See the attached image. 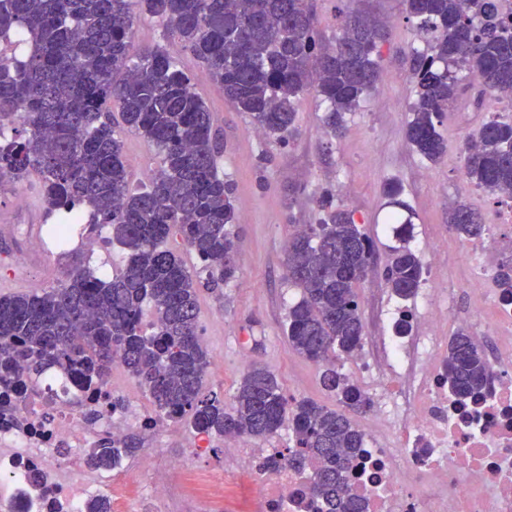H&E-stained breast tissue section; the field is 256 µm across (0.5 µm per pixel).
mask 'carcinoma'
Here are the masks:
<instances>
[{
    "label": "carcinoma",
    "instance_id": "obj_1",
    "mask_svg": "<svg viewBox=\"0 0 512 512\" xmlns=\"http://www.w3.org/2000/svg\"><path fill=\"white\" fill-rule=\"evenodd\" d=\"M406 11L429 36L430 50L411 53L406 140L436 162L448 152L437 129L448 107L468 95L479 109L512 93V18L501 15L500 0H406ZM143 19L161 29V42L136 44ZM388 33L386 21L346 11L327 41L315 0H0V179L37 184L56 247L87 224L108 231L102 242L127 253L111 276L76 266L50 288L0 293V380L24 388L53 371L104 384L117 357L158 416L260 441L290 423L293 445L283 460L311 470V500L323 502L325 512H365L348 489L365 447L348 413L373 403L337 362L361 348L356 286L376 261L375 246L351 212L322 195L319 223L297 230L286 250L288 283L301 291L288 309V341L322 368L321 384L341 408L288 399L276 375L257 365L243 375L231 411L217 394L203 393L210 362L198 297L202 288L221 294L236 279L238 215L233 185L218 166L224 143L211 110L167 44L192 54L273 148L293 138L297 109L311 93L326 104L327 133L341 137L346 115L384 80ZM127 133L160 158L144 185L131 181ZM510 143L511 121L485 122L463 145L464 179L512 196ZM385 193L395 241L385 281L406 299L424 275L409 246L413 213L398 200V187ZM448 224L459 237L486 231L481 213L465 202L451 207ZM181 248L198 257V270L186 267ZM493 279L512 296L511 264L496 267ZM444 369L461 402L489 393L494 382L484 347L462 328L448 342ZM138 444L131 433L86 456L108 468Z\"/></svg>",
    "mask_w": 512,
    "mask_h": 512
}]
</instances>
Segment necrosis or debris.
<instances>
[{"mask_svg": "<svg viewBox=\"0 0 512 512\" xmlns=\"http://www.w3.org/2000/svg\"><path fill=\"white\" fill-rule=\"evenodd\" d=\"M491 305L489 394L456 401L443 372L437 310L415 325L419 378L393 433H379L388 395L374 391L373 412L359 425L369 445L350 476L368 512H512V299L497 293ZM114 394L109 385L88 390L74 379L47 377L0 412V502L10 512H88L96 501L108 512H166L174 477L210 438L195 431L180 459L150 452L109 471L92 468L82 449L121 440L133 428L157 438L168 426L138 410L136 389L124 392L118 411ZM146 468L153 472L147 492L131 494L133 472ZM257 481L264 512H309L306 473L282 465Z\"/></svg>", "mask_w": 512, "mask_h": 512, "instance_id": "1", "label": "necrosis or debris"}]
</instances>
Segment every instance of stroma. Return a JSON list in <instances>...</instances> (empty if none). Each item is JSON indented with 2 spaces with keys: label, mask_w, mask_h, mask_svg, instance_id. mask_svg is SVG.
I'll use <instances>...</instances> for the list:
<instances>
[{
  "label": "stroma",
  "mask_w": 512,
  "mask_h": 512,
  "mask_svg": "<svg viewBox=\"0 0 512 512\" xmlns=\"http://www.w3.org/2000/svg\"><path fill=\"white\" fill-rule=\"evenodd\" d=\"M357 8L387 19L390 35L382 46L384 83L360 108L347 117L342 139H332L322 122L318 100L306 98L296 115L297 132L284 147L267 149L245 114L235 111L224 92L210 79H197L196 89L210 107L216 127L224 135L220 164L234 186L239 216L236 234L240 269L223 296L209 291L199 295V325L210 357L205 390L227 398L252 364L268 367L279 378L287 398L308 397L327 406L336 399L323 390L319 367L290 346L285 328L289 306L300 297L286 279L285 248L290 235L320 217L317 198L329 192L336 204L349 210L361 230L375 243L379 258H386L391 239L385 234L389 211L386 184L400 187L402 200L413 211L411 247L434 282L418 297L401 302L384 280L383 266L360 283L357 293L363 321V345L373 361L372 375L351 362L341 370L361 390L375 388L385 376L386 351L382 337L391 335L394 313L408 305L425 316L434 307L445 317L469 321L474 317L469 287L474 243L491 244L494 237L512 236V223L499 221L498 195L466 182L462 177V145L477 136L482 124L495 117L512 121V108L496 98L479 112L451 108L440 118L439 130L448 152L438 162L422 159L407 144L406 123L412 96L407 57L426 50L427 42L409 18L404 0H354ZM25 197L18 207L17 197ZM457 201L478 210L487 224L480 240L459 239L448 228V209ZM37 186L30 183L0 185V242L12 234L27 239L28 225L39 223ZM60 254L52 244L37 251L0 250V278L13 277L24 290L47 288L61 276ZM225 448L213 442L210 450L190 460L178 479L167 512H258L259 492L246 464L224 465ZM223 494H216V483Z\"/></svg>",
  "instance_id": "stroma-1"
}]
</instances>
